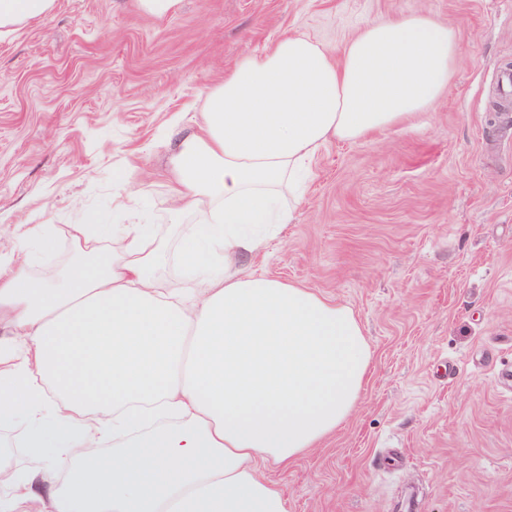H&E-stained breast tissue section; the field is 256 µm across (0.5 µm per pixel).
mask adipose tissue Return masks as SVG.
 <instances>
[{"label": "adipose tissue", "instance_id": "ef3b65f1", "mask_svg": "<svg viewBox=\"0 0 512 512\" xmlns=\"http://www.w3.org/2000/svg\"><path fill=\"white\" fill-rule=\"evenodd\" d=\"M57 0H0V37ZM454 26L427 13L366 24L340 51L295 34L239 57L171 154L173 213L202 219L167 251L134 207L69 227L77 262L39 277L28 224L0 257V512H289L261 466L287 467L352 415L370 370L348 306L241 266L291 223L335 140L397 128L443 97ZM174 259L189 288H164ZM111 453H103L104 445Z\"/></svg>", "mask_w": 512, "mask_h": 512}]
</instances>
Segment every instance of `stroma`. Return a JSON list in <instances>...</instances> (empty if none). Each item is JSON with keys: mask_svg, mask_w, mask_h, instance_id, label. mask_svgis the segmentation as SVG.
Segmentation results:
<instances>
[{"mask_svg": "<svg viewBox=\"0 0 512 512\" xmlns=\"http://www.w3.org/2000/svg\"><path fill=\"white\" fill-rule=\"evenodd\" d=\"M425 12L458 31V62L431 111L311 166L291 224L254 269L351 307L372 362L357 408L282 470L290 512H512V0H58L0 40V252L20 224H49L71 253L82 210L126 192L171 237L170 141L191 133L244 53L287 33L340 47L368 20ZM127 190L116 188L117 172ZM142 14L162 18L177 11L181 0H137Z\"/></svg>", "mask_w": 512, "mask_h": 512, "instance_id": "stroma-1", "label": "stroma"}]
</instances>
